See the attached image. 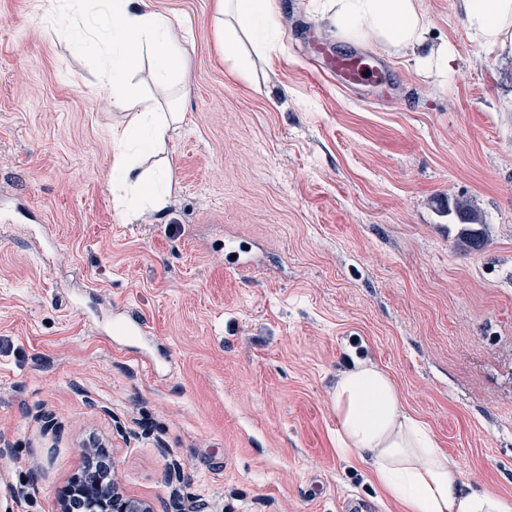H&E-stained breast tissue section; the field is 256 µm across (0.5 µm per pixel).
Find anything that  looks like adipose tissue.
<instances>
[{
	"instance_id": "adipose-tissue-1",
	"label": "adipose tissue",
	"mask_w": 512,
	"mask_h": 512,
	"mask_svg": "<svg viewBox=\"0 0 512 512\" xmlns=\"http://www.w3.org/2000/svg\"><path fill=\"white\" fill-rule=\"evenodd\" d=\"M337 36L370 39L387 52L412 57L420 74L438 79L453 70L455 51L430 43L421 0H311ZM470 37L489 52L512 57V0H453ZM279 0H216L220 52L241 77L251 56L271 53ZM67 27L98 45L107 58L102 85L110 106L125 112L112 133V190L121 212L163 213L168 204L165 169L142 170L140 159L160 152L183 119L178 103L188 92L189 59L171 38L172 21L146 0H93L91 12H70ZM152 56L158 94L131 81ZM331 410L339 429L338 451L367 467L372 482L401 503L403 512H512L508 497L464 480L439 447L430 426L403 405L390 373L370 359L356 361L336 378Z\"/></svg>"
}]
</instances>
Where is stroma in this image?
I'll list each match as a JSON object with an SVG mask.
<instances>
[{
	"instance_id": "1",
	"label": "stroma",
	"mask_w": 512,
	"mask_h": 512,
	"mask_svg": "<svg viewBox=\"0 0 512 512\" xmlns=\"http://www.w3.org/2000/svg\"><path fill=\"white\" fill-rule=\"evenodd\" d=\"M280 0L277 50L236 74L214 0H149L191 90L162 154L169 205L113 204L101 52L42 0H0V512H57L77 446L166 512H400L336 448L337 374L386 368L464 478L512 496V59L421 0L444 85ZM387 79L350 91L316 44ZM471 198L470 252L435 201ZM137 315L146 331L113 323Z\"/></svg>"
}]
</instances>
